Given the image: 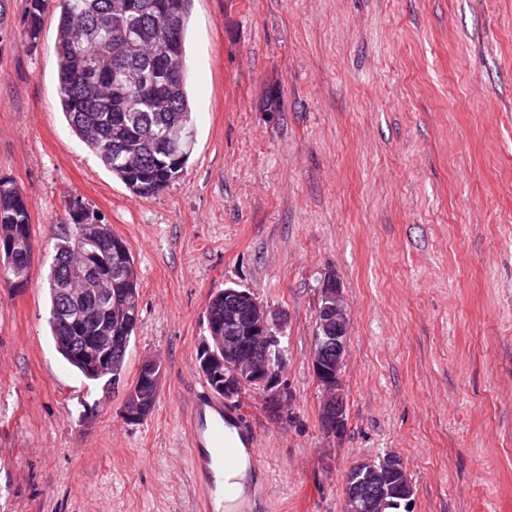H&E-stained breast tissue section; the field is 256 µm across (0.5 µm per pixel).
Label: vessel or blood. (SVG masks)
Instances as JSON below:
<instances>
[{"mask_svg":"<svg viewBox=\"0 0 512 512\" xmlns=\"http://www.w3.org/2000/svg\"><path fill=\"white\" fill-rule=\"evenodd\" d=\"M224 404L211 398L207 391L196 392L190 415L189 447L197 473L203 483V512H225L238 495L236 487L224 484L216 476L221 468H235L237 446L246 441L251 457L262 453L261 442L252 424L240 411H233V423L224 419Z\"/></svg>","mask_w":512,"mask_h":512,"instance_id":"vessel-or-blood-1","label":"vessel or blood"}]
</instances>
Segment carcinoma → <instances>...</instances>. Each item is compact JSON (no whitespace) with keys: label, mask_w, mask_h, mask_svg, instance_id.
I'll list each match as a JSON object with an SVG mask.
<instances>
[{"label":"carcinoma","mask_w":512,"mask_h":512,"mask_svg":"<svg viewBox=\"0 0 512 512\" xmlns=\"http://www.w3.org/2000/svg\"><path fill=\"white\" fill-rule=\"evenodd\" d=\"M190 0H58L57 73L62 110L73 132L101 164L136 195L167 188L183 171L194 144V128L182 69ZM45 0H28L24 19L29 39L39 37ZM9 0H0V49L7 46ZM176 156L180 165L170 166ZM71 222L58 225L48 276L50 327L62 357L84 378L108 391L124 378L137 305L112 300L72 303L62 315L60 284L78 275L83 254L118 296L139 299L135 262L128 244L107 224L88 230L89 213L74 201ZM13 244L0 256V283L13 292L28 286L33 252L28 204L16 183L0 178V241ZM207 326L224 325V291L209 298ZM106 325L122 337L103 369L85 359L87 337Z\"/></svg>","instance_id":"obj_1"}]
</instances>
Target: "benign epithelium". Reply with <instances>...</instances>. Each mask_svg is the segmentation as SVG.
<instances>
[{
  "mask_svg": "<svg viewBox=\"0 0 512 512\" xmlns=\"http://www.w3.org/2000/svg\"><path fill=\"white\" fill-rule=\"evenodd\" d=\"M324 302L319 307L316 322L313 368L325 394L321 420L325 431L335 433L344 425L342 369L346 359L349 323L340 287L329 275L322 282ZM282 322L247 288L224 289V328H213L198 353L203 369L211 375L215 389L231 399L245 387L272 390L285 349L280 346ZM121 342L119 336H93L91 344L105 361L109 350ZM161 372L157 362L147 358L141 363V392L125 398L121 415L134 422L146 414V405L157 395ZM367 468L359 480L345 490V512H372L380 508L387 494L388 471H404L400 458L390 463L383 460L366 462Z\"/></svg>",
  "mask_w": 512,
  "mask_h": 512,
  "instance_id": "obj_1",
  "label": "benign epithelium"
}]
</instances>
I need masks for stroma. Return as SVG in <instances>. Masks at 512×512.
Masks as SVG:
<instances>
[{"mask_svg": "<svg viewBox=\"0 0 512 512\" xmlns=\"http://www.w3.org/2000/svg\"><path fill=\"white\" fill-rule=\"evenodd\" d=\"M0 177L22 191L27 288H0V512H199L187 418L210 296L248 288L286 321L280 401L257 428L253 512H345L349 468L391 452L409 512H512V0H191L195 145L133 194L70 129L59 10L29 42L10 0ZM130 246L140 317L110 393L55 348L46 279L71 200ZM350 318L344 427L314 374L325 276ZM162 381L120 411L142 361ZM141 374L139 377L138 385L141 387V392L138 396L129 398L125 397L121 415L127 422L138 421L142 422L145 420L153 411L156 399L151 401L148 407H146L149 400L157 395L161 372L157 370V362L153 358H146L141 363ZM147 408V412H146Z\"/></svg>", "mask_w": 512, "mask_h": 512, "instance_id": "1", "label": "stroma"}]
</instances>
